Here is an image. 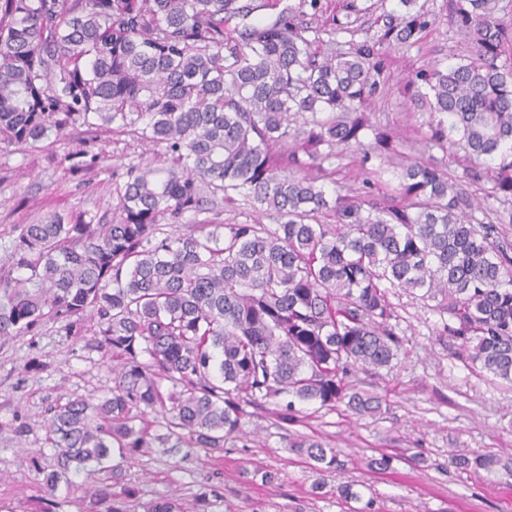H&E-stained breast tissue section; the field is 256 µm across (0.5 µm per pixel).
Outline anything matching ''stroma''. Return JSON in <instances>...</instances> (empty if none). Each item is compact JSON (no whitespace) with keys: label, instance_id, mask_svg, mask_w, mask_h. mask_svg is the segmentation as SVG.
<instances>
[{"label":"stroma","instance_id":"stroma-1","mask_svg":"<svg viewBox=\"0 0 512 512\" xmlns=\"http://www.w3.org/2000/svg\"><path fill=\"white\" fill-rule=\"evenodd\" d=\"M346 0H321L310 23L333 28L339 51L376 36L394 0H355L357 13L346 14ZM433 14L434 25L419 43L386 51V86L371 99L365 114L370 125L363 140L387 133L403 144L401 157L385 159L386 179H395L401 163L433 159L460 177L462 157L440 148H426L427 113L413 109L409 80L425 66L447 67L463 61L467 49L456 34L449 0H417ZM150 162L165 166L164 147L145 145L118 132L69 128L52 144L36 147L0 145V273L11 269L10 231L16 224H34L60 216L86 215L97 224L111 223L116 184L129 166ZM318 183L328 195L355 193L361 185L359 159L344 152L324 163ZM403 344L394 368L355 376L357 387L382 399L375 416H357L344 407L320 409L306 421V432L327 437L339 451V468L324 478L328 486L361 485L373 497L376 512H512V477L502 468L460 470L449 462L453 453L471 449L504 459L512 456V385L489 374H477L455 355L451 336L438 335V312L413 295L389 294ZM43 369L29 371L30 361ZM112 385V362L91 349L86 337L48 323L33 333L0 340V512H37V490L43 469L56 455L43 422L50 404L71 396L93 400ZM391 456V466L374 472L368 461ZM279 468L282 489L250 479L249 470ZM126 473L139 486V502L158 494L176 495L184 512H198L194 495L201 482L223 483L225 504L232 512H352L353 503L334 494L314 497L319 478L304 460L281 446L278 434L261 433L248 447L221 458L202 452L190 456L153 454L129 463ZM102 478L90 465L73 476L72 488H60L54 512H93L83 488Z\"/></svg>","mask_w":512,"mask_h":512}]
</instances>
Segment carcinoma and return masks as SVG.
<instances>
[{"mask_svg": "<svg viewBox=\"0 0 512 512\" xmlns=\"http://www.w3.org/2000/svg\"><path fill=\"white\" fill-rule=\"evenodd\" d=\"M319 2L244 25L226 56L224 22L257 6L0 0V144L35 145L83 125L163 145L175 161L131 166L110 224L55 216L12 228L13 265L27 274H0V339L87 322L94 346L116 361L103 398L46 410L58 452L40 512L89 464L110 475L85 489L96 512H135L124 461L144 448L222 457L228 444L247 447L256 411H269L284 448L319 473L336 471V449L290 429L296 405L381 411L379 397L349 377L398 357L390 288L434 303L448 316L441 334L471 367L512 384V245L503 229L512 207L484 223L468 192L486 179L497 201L512 202V63L503 59L512 19L500 17L501 0H455L469 55L416 71L411 84L425 91L412 99L429 114L427 143L450 145L468 166L452 179L433 164L404 165L391 194L363 148L364 108L385 83L383 48L417 43L430 12L399 0L406 11L385 14L379 36L320 55L304 10L318 12ZM352 147L362 151L363 193L331 201L309 171ZM233 194L259 217L181 223ZM164 220L176 229L164 230ZM115 451L120 461L104 465ZM452 463L497 460L472 450ZM334 492L359 503L354 512H375L352 483ZM195 499L207 508L224 495L205 481ZM145 512L182 504L162 494Z\"/></svg>", "mask_w": 512, "mask_h": 512, "instance_id": "carcinoma-1", "label": "carcinoma"}]
</instances>
